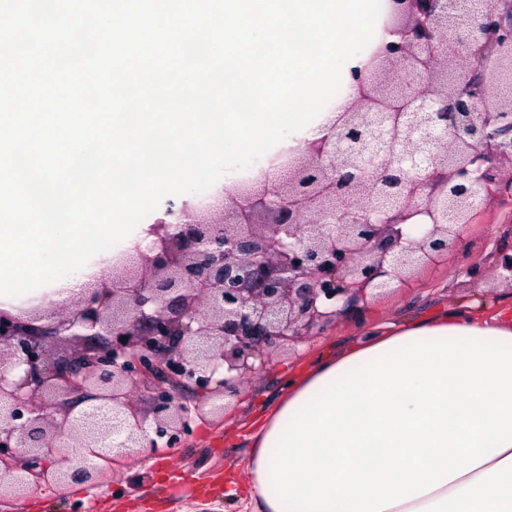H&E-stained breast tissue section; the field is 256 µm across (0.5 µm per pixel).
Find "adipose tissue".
Listing matches in <instances>:
<instances>
[{"instance_id":"1","label":"adipose tissue","mask_w":512,"mask_h":512,"mask_svg":"<svg viewBox=\"0 0 512 512\" xmlns=\"http://www.w3.org/2000/svg\"><path fill=\"white\" fill-rule=\"evenodd\" d=\"M365 334L289 379L248 459L253 512H512V315L464 304Z\"/></svg>"}]
</instances>
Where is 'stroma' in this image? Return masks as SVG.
I'll list each match as a JSON object with an SVG mask.
<instances>
[{
    "label": "stroma",
    "instance_id": "obj_1",
    "mask_svg": "<svg viewBox=\"0 0 512 512\" xmlns=\"http://www.w3.org/2000/svg\"><path fill=\"white\" fill-rule=\"evenodd\" d=\"M464 238L458 252L377 297L369 316L414 320L458 304H474L484 314L511 305L512 286L498 280L490 266L497 250L512 248V185L503 184ZM462 265L485 268L484 279L459 274ZM360 335V319L349 313L313 329L291 349L275 352L222 417L193 419L179 447L143 454L93 486L30 488L21 499L1 501L0 512H224L225 492L246 489L252 438L279 400L286 376L304 374L316 358L336 353Z\"/></svg>",
    "mask_w": 512,
    "mask_h": 512
}]
</instances>
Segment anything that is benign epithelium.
<instances>
[{
	"instance_id": "obj_1",
	"label": "benign epithelium",
	"mask_w": 512,
	"mask_h": 512,
	"mask_svg": "<svg viewBox=\"0 0 512 512\" xmlns=\"http://www.w3.org/2000/svg\"><path fill=\"white\" fill-rule=\"evenodd\" d=\"M398 36L320 139L221 205L166 210L107 288L0 311V499L93 484L102 464L174 448L184 388L224 412L273 349L457 250L512 167V0H390ZM361 199L364 208L348 206ZM426 218L423 224L412 219ZM512 284V251L497 254ZM73 349L55 357L48 336ZM149 394L153 432L135 402ZM75 393L90 404L58 419Z\"/></svg>"
}]
</instances>
